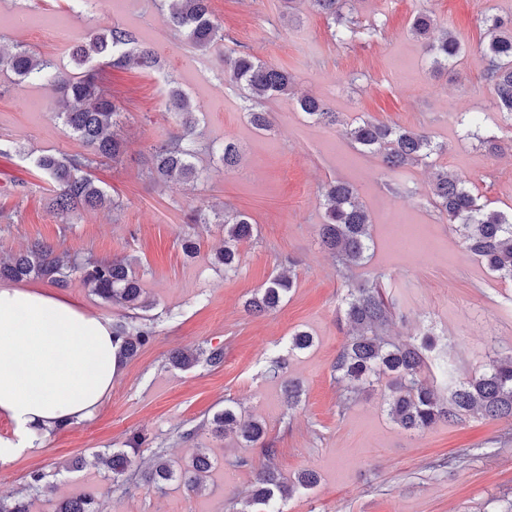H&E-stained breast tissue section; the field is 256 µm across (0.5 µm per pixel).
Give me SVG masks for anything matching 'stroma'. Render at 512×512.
Wrapping results in <instances>:
<instances>
[{"mask_svg":"<svg viewBox=\"0 0 512 512\" xmlns=\"http://www.w3.org/2000/svg\"><path fill=\"white\" fill-rule=\"evenodd\" d=\"M285 3L212 0L224 41L199 52L163 25L166 0H0V50L23 46L74 71L68 48L38 26L52 18L67 23L76 41L125 26L160 58L153 71L98 66V84L125 111V152L119 162L99 166L96 176L123 208L89 210L69 224L44 208L52 186L34 161L87 147L55 117L52 86L19 81L0 68V148L8 152L0 158V260L34 239L81 257L127 258L153 303L140 318L155 326L152 341L119 365L97 412L0 463V496L14 494L30 472L41 470L51 475L54 491L33 498L30 512H54L57 500L79 496L97 497L103 512H242L256 472L270 461L286 479L304 469L318 475L314 487L297 489L282 503L283 512H485L491 504L505 512L512 503V423L472 414L408 432L387 414L386 383L348 400L333 370L347 332L346 286L375 279L396 307L387 340L402 343L427 332L431 362L451 363L464 378L512 350V280L491 274L467 252L460 225L434 205L429 169L387 171L345 135L365 119L426 130L441 147L434 165L464 180L479 203L511 215L512 121L495 104L484 47L487 18L512 19V0H354V33L343 41L333 36V20L306 0L292 13ZM420 11L464 47L448 73H432L409 31ZM369 26L374 34L364 35ZM233 51L295 78L291 96L264 104L270 130L249 123L247 101L224 80V56ZM171 79L190 96L199 120L198 176L178 186L148 177L152 145L178 128L166 108ZM302 94L339 112L341 125L313 123L295 107ZM489 137L497 138L499 154L485 151ZM227 138L241 153L229 170L210 151ZM330 180L353 185L371 219L373 245L344 274L319 237V193ZM207 205L246 213L255 223L252 238L238 246L236 273L225 274L215 262L223 226L185 221L192 208ZM403 225L414 230L413 248L398 243ZM186 235L198 244L190 257L181 248ZM282 271L291 273L294 286L280 308L248 312L246 300ZM58 293L115 321L129 314L77 278ZM297 331L309 332L314 344L292 355L288 340ZM218 347L224 350L219 367L200 362L180 369L170 362L177 350ZM279 359L286 368L272 374ZM291 380L302 387L293 408L284 395ZM228 401L264 422L274 459L234 434L216 438L207 431L208 418ZM189 430L194 438H186ZM134 434L144 438L135 479L110 485L95 455L124 447ZM200 448L218 461L205 491L191 495L174 483L158 491L148 476L155 454L181 464ZM78 459L84 467L67 470Z\"/></svg>","mask_w":512,"mask_h":512,"instance_id":"stroma-1","label":"stroma"}]
</instances>
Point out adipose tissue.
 Masks as SVG:
<instances>
[{
    "instance_id": "ef3b65f1",
    "label": "adipose tissue",
    "mask_w": 512,
    "mask_h": 512,
    "mask_svg": "<svg viewBox=\"0 0 512 512\" xmlns=\"http://www.w3.org/2000/svg\"><path fill=\"white\" fill-rule=\"evenodd\" d=\"M118 350L111 319L46 289L0 288V414L15 426L0 438V461L96 412L112 390Z\"/></svg>"
}]
</instances>
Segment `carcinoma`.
Segmentation results:
<instances>
[{
	"mask_svg": "<svg viewBox=\"0 0 512 512\" xmlns=\"http://www.w3.org/2000/svg\"><path fill=\"white\" fill-rule=\"evenodd\" d=\"M351 2L309 0V6L339 22L350 9ZM163 23L179 31L190 46L202 52L224 41V25L215 18L210 0H170ZM487 23L491 33L485 47L489 59L487 80L497 106L512 119V20L492 17ZM435 28L436 20L421 12L414 17L411 31L424 44L432 71L441 73L457 62L462 46L448 31L433 37ZM71 58L78 68L86 69L85 74H67L57 69L51 60L25 48L7 57L0 55L1 67L9 68L23 79L40 80L54 86L63 106L58 118L64 130L89 148L87 154L45 155L36 160V167L55 183V190L47 198L48 208L67 221L83 211L105 206L118 211L123 207L120 198L109 196L91 176L92 168L107 160L115 161L124 153V142L117 134L121 108L99 88L93 74L94 63L105 59L114 68H125L133 63L142 69L158 65L153 48L142 43L133 30L119 25L74 45ZM224 75L250 102L248 117L251 124L259 131L270 130L271 119L260 106L271 98L290 94L292 78L288 71L250 53L240 52L234 57H224ZM296 105L315 123L328 126L340 123L338 113L327 111L313 96L297 99ZM166 106L179 117L180 131L152 146L149 177L164 184L193 180L197 175L193 159L198 118L190 98L173 80L169 82ZM347 135L364 151L381 156L391 171L418 164L431 167L432 156L441 150V145L424 130L374 121L357 124L347 130ZM212 150L219 153L226 169L240 161L239 148L230 140ZM431 187L440 213L466 230L467 250L489 271L502 279L512 280V217L478 204L464 181L448 175L442 168L433 172ZM322 206L325 218L324 224L320 225L322 245L345 264L364 260L372 244L370 221L357 200L356 189L347 183L331 181L323 188ZM190 221L193 224L224 225V250L216 255V259L224 266L225 273L236 271L238 244L253 236L252 219L243 213L226 210L210 215L199 207L193 211ZM73 276L108 303L130 310L150 307L136 272L123 258L78 260L65 252H57L50 244L35 241L8 260L0 261V278L42 277L65 281ZM292 287L291 277L274 276L255 292L247 307L253 313L272 311L281 305ZM344 303L345 317L357 330L344 343L334 365L336 380L344 390L355 393L390 378L388 414L401 428L412 432L428 430L443 421L458 422L472 411L493 420L512 421V352L500 355L482 372L467 378L458 377L451 365L439 367L444 389L448 391V396L442 397L425 378L429 365L423 351L431 347V338L424 337L419 344L412 341L400 345L385 339V327L394 317V306L384 299L380 282L347 289ZM113 330L115 337L121 340L119 356L126 358L134 356L155 334L154 325L139 322L135 316L114 323ZM312 344V336L298 331L289 339L288 353L302 352ZM201 359L217 367L224 363V349H202L196 355L178 351L172 356V363L190 367ZM207 425L219 437L232 431L252 446L263 443L266 436L262 421L243 419L232 405L214 413ZM97 459L103 466L106 480L114 485L129 481L133 459L127 451L104 452L97 455ZM213 465L210 455L205 452L195 454L178 466L159 455L154 459L152 476L160 491L176 482L188 493L196 494L204 489V474ZM316 483V474L307 469L298 472L295 480L287 483L273 466L267 464L256 477L252 501L268 506L278 498L291 496L298 487L307 488ZM53 488L47 474L35 471L23 490L9 498L0 497V512H29V495ZM55 512H102V508L93 497H76L59 500Z\"/></svg>",
	"mask_w": 512,
	"mask_h": 512,
	"instance_id": "carcinoma-1",
	"label": "carcinoma"
}]
</instances>
